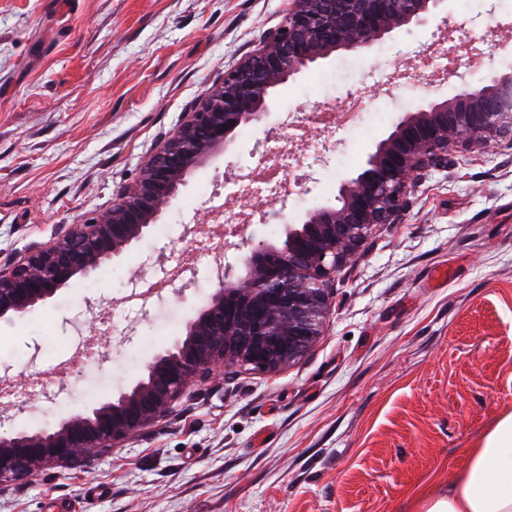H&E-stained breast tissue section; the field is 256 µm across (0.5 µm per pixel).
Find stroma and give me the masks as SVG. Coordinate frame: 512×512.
Here are the masks:
<instances>
[{
    "instance_id": "stroma-1",
    "label": "stroma",
    "mask_w": 512,
    "mask_h": 512,
    "mask_svg": "<svg viewBox=\"0 0 512 512\" xmlns=\"http://www.w3.org/2000/svg\"><path fill=\"white\" fill-rule=\"evenodd\" d=\"M288 0H0V263L102 212L133 183L155 146L269 28ZM489 35L495 69L512 71V0H446L437 20L368 50L359 72L398 75L375 89L365 119L343 138L289 136V113L339 109L354 78L333 56L278 88L264 122L188 177L161 221L116 261L121 279L77 278L23 318L0 320V371L24 388L52 371L75 333L99 336L97 363L73 395L46 386L14 406L0 431L55 425L106 398L155 356L146 340L183 336L218 284L206 264L159 299L125 312L122 296L172 264L214 223L204 190L285 140L321 157L285 209L224 197L246 237L266 240L258 211L286 217L335 201L326 172L361 170L402 111L443 100L470 70L421 73L422 53L451 36ZM512 411V144L458 150L431 172L404 220L376 226L336 275L316 346L287 371L224 373L194 382L172 413L124 446L78 467L54 466L0 488V512H416L447 494L469 448Z\"/></svg>"
}]
</instances>
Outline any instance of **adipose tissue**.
<instances>
[{"label": "adipose tissue", "instance_id": "adipose-tissue-1", "mask_svg": "<svg viewBox=\"0 0 512 512\" xmlns=\"http://www.w3.org/2000/svg\"><path fill=\"white\" fill-rule=\"evenodd\" d=\"M425 512H512V411L470 449L447 495L428 502Z\"/></svg>", "mask_w": 512, "mask_h": 512}]
</instances>
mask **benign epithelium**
Here are the masks:
<instances>
[{"label": "benign epithelium", "instance_id": "obj_1", "mask_svg": "<svg viewBox=\"0 0 512 512\" xmlns=\"http://www.w3.org/2000/svg\"><path fill=\"white\" fill-rule=\"evenodd\" d=\"M443 0H289L282 22L266 31L193 102L112 207L0 265V319L32 312L78 277L88 276L140 242L186 184L242 126L261 122L275 89L338 51L370 48L405 27L423 25ZM458 50L482 65L486 49ZM438 102L400 116L366 167L341 180L336 203L288 225L280 247L250 244L248 271L224 281L185 326L184 339L146 365V377L118 395L64 417L53 429L0 432V485L42 468L79 465L120 447L166 416L189 384L224 368L275 376L323 336L329 283L377 224H398L409 198L448 153L512 139V75L488 72Z\"/></svg>", "mask_w": 512, "mask_h": 512}]
</instances>
